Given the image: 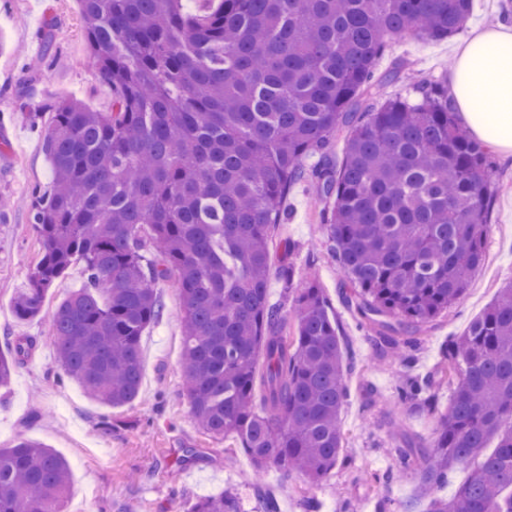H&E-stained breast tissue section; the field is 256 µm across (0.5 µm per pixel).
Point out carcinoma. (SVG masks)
I'll use <instances>...</instances> for the list:
<instances>
[{"label": "carcinoma", "instance_id": "obj_1", "mask_svg": "<svg viewBox=\"0 0 512 512\" xmlns=\"http://www.w3.org/2000/svg\"><path fill=\"white\" fill-rule=\"evenodd\" d=\"M88 59L112 87V110L66 99L49 113L51 183L34 190L42 247L14 311L41 314L74 263L84 288L51 315L58 362L96 402L140 394L141 340L173 280L182 309V372L206 433L233 436L257 471L276 465L319 482L342 452L340 412L353 356L336 315L308 279L293 317L268 298L272 232L288 215L302 160L344 141L341 164L310 187L326 203L331 248L355 287L348 304L377 350L400 345L448 310L482 265L494 196L485 144L457 122L448 86L373 103L376 61L408 31L456 34L472 0H78ZM33 345L0 353V387ZM427 377L396 398L436 412L430 442L405 438L401 468L420 456L426 512H512V283L440 349ZM478 459L451 496L449 473ZM68 462L42 443L0 448V512H62ZM189 512H242L235 491Z\"/></svg>", "mask_w": 512, "mask_h": 512}]
</instances>
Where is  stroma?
Listing matches in <instances>:
<instances>
[{
	"label": "stroma",
	"mask_w": 512,
	"mask_h": 512,
	"mask_svg": "<svg viewBox=\"0 0 512 512\" xmlns=\"http://www.w3.org/2000/svg\"><path fill=\"white\" fill-rule=\"evenodd\" d=\"M0 351L14 336L31 337L29 357L9 388H0V448L21 438L35 439L65 458L72 483L64 512H187L197 499L233 488L243 512H262L273 499L278 512H425L417 496L423 460L398 470L388 452L396 443L394 423L427 440L437 421L412 404L397 402L403 369L394 360H377L373 333L348 308L349 283L340 273L327 240L323 205L309 184L288 193L290 216L277 225L270 245L274 262L288 260L296 278L315 272L355 353L357 367L346 378L348 396L341 411L343 464L319 484L277 466L256 473L238 440L204 433L183 395L180 291L163 290V318L142 337V385L129 406L105 407L70 379H58L53 329L47 317L18 319L12 301L30 265L41 253L30 222L33 187H48L51 163L43 150L46 125L31 126L20 109L74 98L91 109H112V91L89 64L84 22L77 0H0ZM451 39L426 40L408 33L390 43L376 63L381 98L416 100L425 80L447 82L455 59ZM397 77H389L392 62ZM496 193L490 213L492 232L486 259L467 292L432 326L420 332L413 374L429 373L449 338L461 335L495 300L500 285L512 281V159L490 151ZM295 244L283 255L281 240ZM398 471L383 482L381 474Z\"/></svg>",
	"instance_id": "1"
}]
</instances>
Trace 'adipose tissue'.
<instances>
[{
    "label": "adipose tissue",
    "instance_id": "ef3b65f1",
    "mask_svg": "<svg viewBox=\"0 0 512 512\" xmlns=\"http://www.w3.org/2000/svg\"><path fill=\"white\" fill-rule=\"evenodd\" d=\"M455 59L448 96L462 123L512 157V23L470 29Z\"/></svg>",
    "mask_w": 512,
    "mask_h": 512
}]
</instances>
